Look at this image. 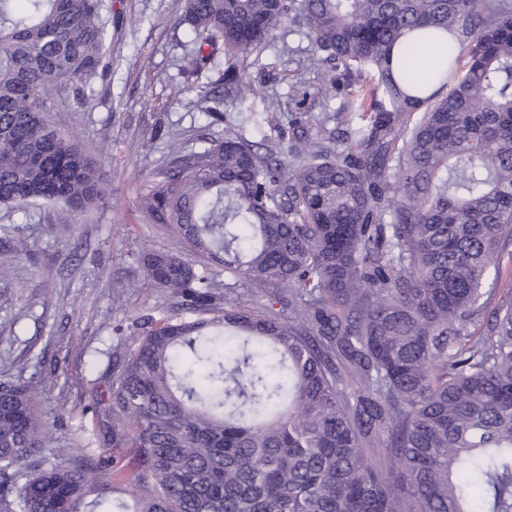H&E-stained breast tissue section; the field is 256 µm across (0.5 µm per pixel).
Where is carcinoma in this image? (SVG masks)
I'll use <instances>...</instances> for the list:
<instances>
[{
    "mask_svg": "<svg viewBox=\"0 0 512 512\" xmlns=\"http://www.w3.org/2000/svg\"><path fill=\"white\" fill-rule=\"evenodd\" d=\"M184 21L191 71L224 47V138L172 152L139 208L202 258L143 255L200 317L113 353L99 453L0 381V512H512V0H185ZM286 22L347 97L254 141L232 113ZM428 28L456 46L419 99L392 48ZM111 43L103 0H0L1 205L100 200L44 112L59 88L87 104Z\"/></svg>",
    "mask_w": 512,
    "mask_h": 512,
    "instance_id": "1",
    "label": "carcinoma"
}]
</instances>
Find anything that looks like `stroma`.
Returning <instances> with one entry per match:
<instances>
[{"mask_svg":"<svg viewBox=\"0 0 512 512\" xmlns=\"http://www.w3.org/2000/svg\"><path fill=\"white\" fill-rule=\"evenodd\" d=\"M184 0H112V70L94 84V97L77 106L54 94L46 114L102 160L104 195L86 213L60 205L25 210L0 206V380L22 378L39 390L40 409L55 432L75 448H95V396L106 389L112 354L134 349L144 317L191 320L168 290L152 285L140 251L148 247L190 258L167 226L144 221L138 201L173 143L186 151L224 135L223 122L204 99L223 73L194 74L182 21ZM312 42L293 28L277 33L250 78L262 93L294 97L301 84L319 87L323 74L309 64ZM28 243L15 254V239Z\"/></svg>","mask_w":512,"mask_h":512,"instance_id":"1","label":"stroma"}]
</instances>
